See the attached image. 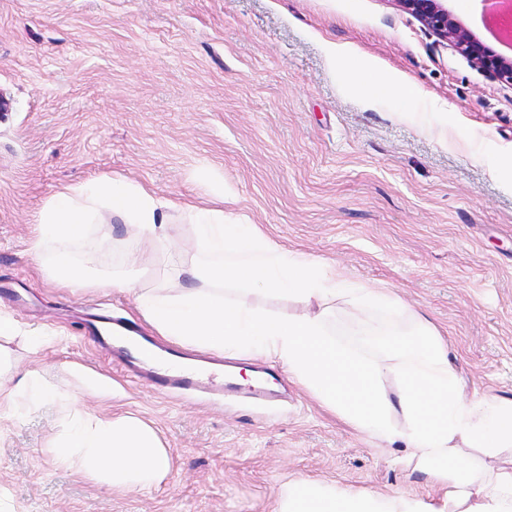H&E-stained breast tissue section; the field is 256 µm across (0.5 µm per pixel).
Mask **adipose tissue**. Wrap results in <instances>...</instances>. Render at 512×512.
<instances>
[{
    "mask_svg": "<svg viewBox=\"0 0 512 512\" xmlns=\"http://www.w3.org/2000/svg\"><path fill=\"white\" fill-rule=\"evenodd\" d=\"M334 59L375 101L413 93L410 82L388 77L354 52L333 46ZM191 220L201 257L192 267L196 287L142 288L134 264L111 278L134 293L145 322L180 346L232 357L279 362L289 376L358 431L386 444H402L403 463L427 472L445 488L450 503L474 502L473 512H512V470L481 475L458 456L460 447L491 455L512 447V399L478 395L462 399L448 358V342L419 314H410V340L390 338L387 352L365 358L340 343L329 326L336 302L362 311L388 308L406 313L392 289L354 281L335 263L284 249L223 204L199 208L159 198L145 187L111 178L68 185L42 208L30 249L43 256L49 243L77 242L87 227L112 219L132 225L142 238L162 244L177 231L171 210ZM278 297L299 304L294 313L266 309ZM408 313V312H407ZM392 378L388 393L384 378ZM51 449L57 462L112 490L154 485L171 458L153 428L131 416L73 413ZM276 512H421L399 498L377 502L353 491H322L309 481L284 486Z\"/></svg>",
    "mask_w": 512,
    "mask_h": 512,
    "instance_id": "1",
    "label": "adipose tissue"
}]
</instances>
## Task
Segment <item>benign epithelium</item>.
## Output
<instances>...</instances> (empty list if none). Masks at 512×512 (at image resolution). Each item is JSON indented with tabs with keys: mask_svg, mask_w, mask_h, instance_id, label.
Listing matches in <instances>:
<instances>
[{
	"mask_svg": "<svg viewBox=\"0 0 512 512\" xmlns=\"http://www.w3.org/2000/svg\"><path fill=\"white\" fill-rule=\"evenodd\" d=\"M447 0H398L400 6L420 19L439 39L490 77L512 83V59L490 52L484 43L459 25L445 6ZM486 13L498 24L501 31L512 36V0H483Z\"/></svg>",
	"mask_w": 512,
	"mask_h": 512,
	"instance_id": "7a95c632",
	"label": "benign epithelium"
}]
</instances>
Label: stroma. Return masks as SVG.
I'll return each instance as SVG.
<instances>
[{"mask_svg":"<svg viewBox=\"0 0 512 512\" xmlns=\"http://www.w3.org/2000/svg\"><path fill=\"white\" fill-rule=\"evenodd\" d=\"M349 46L413 96L365 105L330 59ZM449 144H441L440 128ZM512 84L490 78L397 0H0V283L20 302L0 312L51 336L1 338L14 369L38 373L56 398L0 410V512H275L296 479L326 489L449 509L425 473L274 367L281 401L246 391L162 395L82 333L85 318L139 319L132 294L60 287L30 252L43 205L66 185L104 176L163 199L212 206L197 179L224 181L228 207L282 247L394 290L448 338L465 395L512 398ZM153 247L129 225H88L49 255L94 257L99 271L134 258L145 288H167L164 264L198 255L192 226ZM340 341L382 329L392 313L336 304ZM83 370L109 394L88 391ZM133 415L171 457L159 483L114 492L61 466L52 440L69 412Z\"/></svg>","mask_w":512,"mask_h":512,"instance_id":"1","label":"stroma"}]
</instances>
